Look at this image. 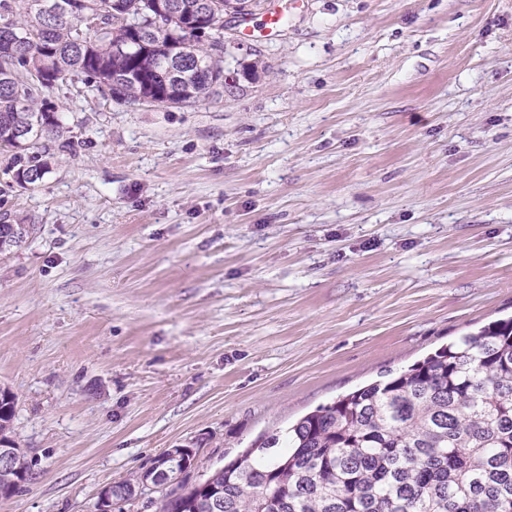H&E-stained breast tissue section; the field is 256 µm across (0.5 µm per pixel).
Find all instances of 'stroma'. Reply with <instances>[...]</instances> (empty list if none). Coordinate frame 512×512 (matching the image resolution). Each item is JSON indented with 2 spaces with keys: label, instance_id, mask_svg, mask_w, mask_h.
<instances>
[{
  "label": "stroma",
  "instance_id": "35a3bbf8",
  "mask_svg": "<svg viewBox=\"0 0 512 512\" xmlns=\"http://www.w3.org/2000/svg\"><path fill=\"white\" fill-rule=\"evenodd\" d=\"M192 107L53 93L73 149L0 194V387L31 477L96 512L512 316V0H306Z\"/></svg>",
  "mask_w": 512,
  "mask_h": 512
}]
</instances>
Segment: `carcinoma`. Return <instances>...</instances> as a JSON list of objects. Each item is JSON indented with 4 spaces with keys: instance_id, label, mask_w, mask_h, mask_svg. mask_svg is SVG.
<instances>
[{
    "instance_id": "1",
    "label": "carcinoma",
    "mask_w": 512,
    "mask_h": 512,
    "mask_svg": "<svg viewBox=\"0 0 512 512\" xmlns=\"http://www.w3.org/2000/svg\"><path fill=\"white\" fill-rule=\"evenodd\" d=\"M103 26L77 38V20L48 8L70 0H0V154L6 186L35 185L49 172L53 143L70 148L44 91L78 80L116 102L189 106L216 96L224 73L207 30L228 0H196L160 17L156 0H87ZM185 44L190 54L168 82L158 70ZM15 397L0 393V439L14 442ZM195 458L158 455L151 468L183 473ZM22 449L0 465V493L28 481ZM146 471L112 484V512H130ZM224 512H512V318L497 320L399 374L321 405L284 431L261 436L209 473ZM158 512H213L207 492L178 485Z\"/></svg>"
}]
</instances>
